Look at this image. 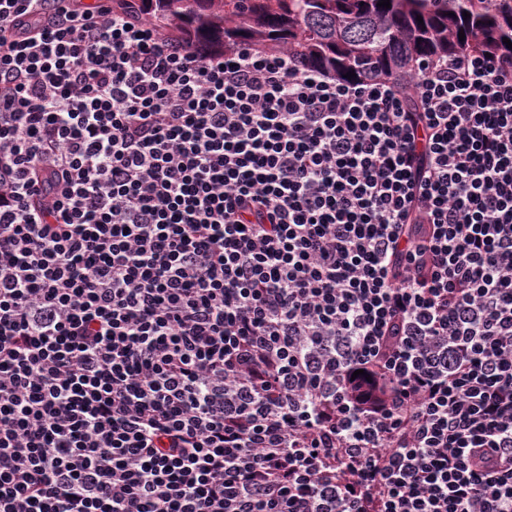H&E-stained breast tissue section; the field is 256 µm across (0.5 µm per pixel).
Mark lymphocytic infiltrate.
<instances>
[{
	"label": "lymphocytic infiltrate",
	"instance_id": "lymphocytic-infiltrate-1",
	"mask_svg": "<svg viewBox=\"0 0 512 512\" xmlns=\"http://www.w3.org/2000/svg\"><path fill=\"white\" fill-rule=\"evenodd\" d=\"M0 512H512V64L0 0Z\"/></svg>",
	"mask_w": 512,
	"mask_h": 512
}]
</instances>
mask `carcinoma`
Returning a JSON list of instances; mask_svg holds the SVG:
<instances>
[{"instance_id": "carcinoma-1", "label": "carcinoma", "mask_w": 512, "mask_h": 512, "mask_svg": "<svg viewBox=\"0 0 512 512\" xmlns=\"http://www.w3.org/2000/svg\"><path fill=\"white\" fill-rule=\"evenodd\" d=\"M177 43L286 52L338 81L406 79L422 60L488 53L512 61V0H129ZM468 12L470 18L463 17ZM423 22H418L417 17ZM464 40H459V31Z\"/></svg>"}]
</instances>
